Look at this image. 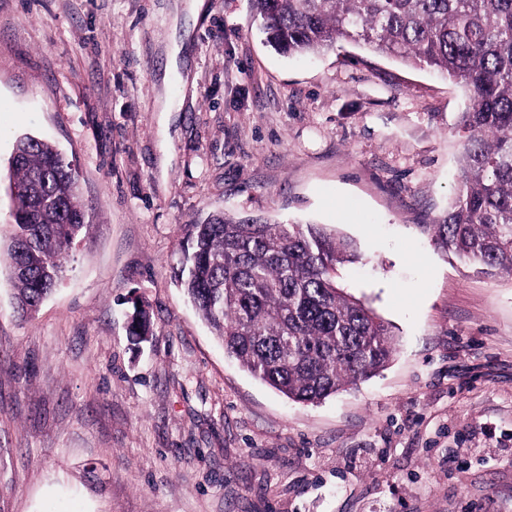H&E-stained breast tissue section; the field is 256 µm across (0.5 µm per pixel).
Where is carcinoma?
I'll return each instance as SVG.
<instances>
[{
	"label": "carcinoma",
	"mask_w": 512,
	"mask_h": 512,
	"mask_svg": "<svg viewBox=\"0 0 512 512\" xmlns=\"http://www.w3.org/2000/svg\"><path fill=\"white\" fill-rule=\"evenodd\" d=\"M269 45L308 55L350 39L464 86L471 106L459 185L448 211L420 229L480 272L512 274V0H254ZM13 224L7 248L13 297L37 311L62 282L87 233L73 164L50 141L19 138L11 160ZM354 244L321 224L212 214L184 225L175 276L228 355L301 404L374 376L394 353L391 330L343 294L338 267ZM150 320L138 309L129 334Z\"/></svg>",
	"instance_id": "1"
}]
</instances>
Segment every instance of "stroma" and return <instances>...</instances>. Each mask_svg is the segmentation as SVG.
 I'll return each mask as SVG.
<instances>
[{
    "label": "stroma",
    "mask_w": 512,
    "mask_h": 512,
    "mask_svg": "<svg viewBox=\"0 0 512 512\" xmlns=\"http://www.w3.org/2000/svg\"><path fill=\"white\" fill-rule=\"evenodd\" d=\"M188 2L0 0V230L24 134L73 162L89 226L30 318L0 261V512H512V275L418 231L454 196L467 93L350 40L288 58L253 0ZM219 211L352 239L337 284L389 365L303 405L229 357L172 275Z\"/></svg>",
    "instance_id": "1"
}]
</instances>
